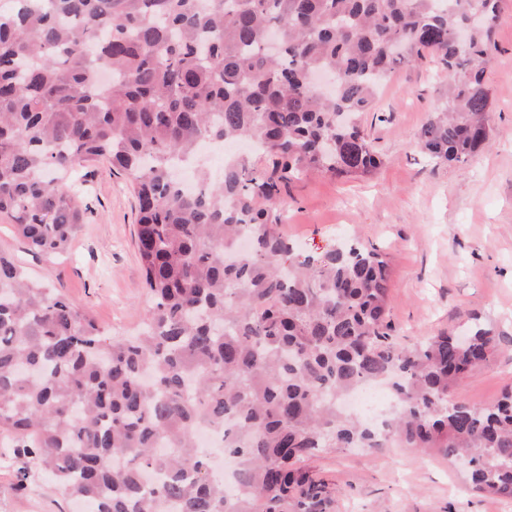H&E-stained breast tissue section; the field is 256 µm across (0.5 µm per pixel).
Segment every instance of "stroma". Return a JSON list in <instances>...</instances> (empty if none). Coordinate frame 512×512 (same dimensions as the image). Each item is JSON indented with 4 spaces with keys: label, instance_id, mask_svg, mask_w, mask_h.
I'll use <instances>...</instances> for the list:
<instances>
[{
    "label": "stroma",
    "instance_id": "35a3bbf8",
    "mask_svg": "<svg viewBox=\"0 0 512 512\" xmlns=\"http://www.w3.org/2000/svg\"><path fill=\"white\" fill-rule=\"evenodd\" d=\"M488 70L491 140L463 165H439L417 135L443 101L448 75L433 59L396 71L361 123L383 156L369 177L314 173L287 189L283 235L306 253L356 238L391 267L389 318L401 343L460 328L471 318L502 335L501 350L465 378L459 400L493 403L512 386V0H503ZM89 205L70 249L29 251L8 219L0 250L87 312L109 336L136 332L150 305L129 178L105 161L81 185ZM309 466L336 485V512H512V500L469 488L457 465L391 444L328 448ZM54 476L15 455L0 436V512H80Z\"/></svg>",
    "mask_w": 512,
    "mask_h": 512
}]
</instances>
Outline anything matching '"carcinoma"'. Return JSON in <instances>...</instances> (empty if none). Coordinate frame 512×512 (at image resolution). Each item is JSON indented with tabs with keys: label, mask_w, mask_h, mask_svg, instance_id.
<instances>
[{
	"label": "carcinoma",
	"mask_w": 512,
	"mask_h": 512,
	"mask_svg": "<svg viewBox=\"0 0 512 512\" xmlns=\"http://www.w3.org/2000/svg\"><path fill=\"white\" fill-rule=\"evenodd\" d=\"M0 10V215L35 254L64 251L84 210L68 183L100 157L130 179L152 304L108 337L0 251V436L93 512H335L301 466L325 448L467 456L512 499V388L478 407L459 383L499 349L493 328L411 346L388 321L373 245L300 256L280 231L291 178L368 176L357 117L384 80L430 55L448 70L421 149L464 164L490 138L485 78L498 0H12ZM112 72L105 83L101 73ZM317 72L336 79L324 96ZM244 143L215 182L173 178L204 140ZM387 382L386 430L336 407ZM224 432L236 492L196 446Z\"/></svg>",
	"instance_id": "1"
}]
</instances>
